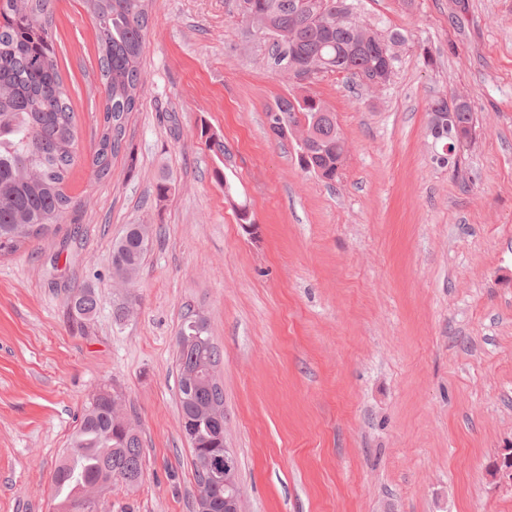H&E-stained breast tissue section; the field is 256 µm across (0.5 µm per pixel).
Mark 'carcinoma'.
Segmentation results:
<instances>
[{
    "label": "carcinoma",
    "mask_w": 512,
    "mask_h": 512,
    "mask_svg": "<svg viewBox=\"0 0 512 512\" xmlns=\"http://www.w3.org/2000/svg\"><path fill=\"white\" fill-rule=\"evenodd\" d=\"M98 30L100 77L105 94L104 125L92 165L100 179L111 172L112 157L122 147L125 120L138 109L144 78L141 58L149 27V0H83ZM55 0H0V256L19 251L26 243L56 230L58 221L74 205L65 191L74 163L76 124L63 88L52 38ZM246 21L261 16V30L272 39V56L282 53L278 38L293 46L288 80L311 59H325L327 73L361 74L380 65L377 44L348 51L356 37L346 24L336 25L339 4L352 11L348 0H235ZM285 116L300 113L308 120L311 152L302 167L331 182L346 153V141L336 115L311 95L278 99L268 111ZM427 116L441 121L437 145L467 140L474 129V113L467 101L437 94L428 102ZM205 143L219 160L229 155L220 136L201 130ZM150 247L147 225L129 224L112 245V274L131 280ZM69 311L81 321L98 310L94 289L82 287L66 298ZM199 312L186 308L178 331L175 367L180 423L192 460H224V415L214 406L224 391L212 383L210 372L222 362L219 348L194 339ZM143 443L131 418L122 412V398L108 389L97 391L86 406L73 434L69 453L55 470V496L64 512H85L82 503L122 483L137 487L143 480ZM197 491L210 499L214 512H224V472L207 484L195 473Z\"/></svg>",
    "instance_id": "1"
}]
</instances>
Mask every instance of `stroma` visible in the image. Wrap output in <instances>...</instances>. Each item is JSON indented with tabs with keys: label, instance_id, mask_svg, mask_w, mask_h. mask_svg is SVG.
<instances>
[{
	"label": "stroma",
	"instance_id": "35a3bbf8",
	"mask_svg": "<svg viewBox=\"0 0 512 512\" xmlns=\"http://www.w3.org/2000/svg\"><path fill=\"white\" fill-rule=\"evenodd\" d=\"M465 2L359 0L364 24L404 37L366 93L337 73L295 86L233 0H152L141 104L100 180L97 29L81 0H56L75 205L0 256V512H53L54 471L103 386L137 421L144 477L99 512H193L175 368L188 306L224 355L245 512H512L492 472L512 448V0ZM295 92L336 114L347 158L332 183L266 123ZM442 92L476 118L455 167L432 160L426 105ZM204 128L233 155L252 225ZM142 222L156 234L124 288L112 244ZM82 286L99 297L86 322L65 304Z\"/></svg>",
	"mask_w": 512,
	"mask_h": 512
}]
</instances>
